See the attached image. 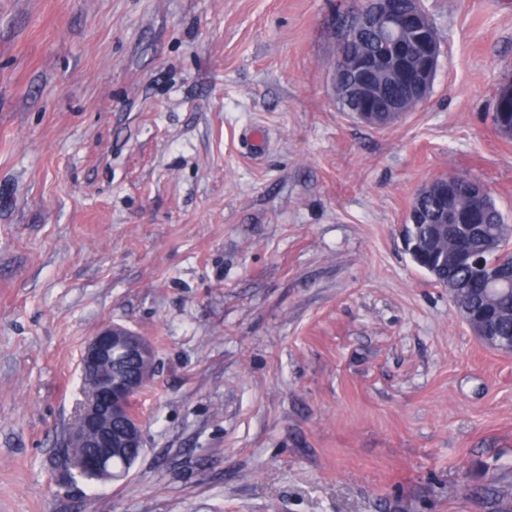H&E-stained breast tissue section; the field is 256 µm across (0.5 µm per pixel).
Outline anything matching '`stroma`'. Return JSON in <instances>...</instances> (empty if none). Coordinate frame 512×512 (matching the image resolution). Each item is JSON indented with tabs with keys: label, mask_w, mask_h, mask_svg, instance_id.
Here are the masks:
<instances>
[{
	"label": "stroma",
	"mask_w": 512,
	"mask_h": 512,
	"mask_svg": "<svg viewBox=\"0 0 512 512\" xmlns=\"http://www.w3.org/2000/svg\"><path fill=\"white\" fill-rule=\"evenodd\" d=\"M428 100L332 66L363 0H0V512H512V354L406 250L434 178L512 223V0H423ZM144 336V450L66 481L90 336ZM354 78L351 73H339L336 86L337 99L336 102L342 112H350L354 115L362 104L353 92ZM398 89L388 88L386 95L389 97L398 94ZM377 112H388L387 117H378ZM409 112L408 108H404L400 102L399 97L386 98L383 102L375 109L363 110L357 113L356 118L361 122L370 126L382 127L386 126L394 121L402 119L405 114ZM451 301L453 302V305L455 307L456 312L459 314L463 322L470 328V330L473 332V334L479 339L481 343L486 345L487 347L503 352V353H512V343L511 345L508 343L507 339L504 340H497L495 343L491 342L488 338V336H492L490 334V331L488 328H480L478 325H476L473 322V319L471 318L470 314L466 312L465 310L457 307V305L454 303L453 298L450 296Z\"/></svg>",
	"instance_id": "1"
}]
</instances>
